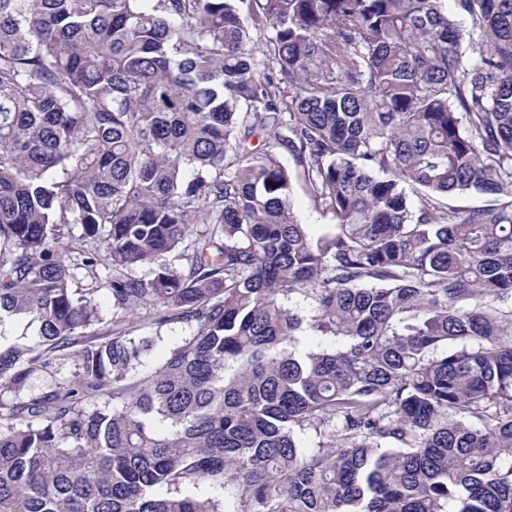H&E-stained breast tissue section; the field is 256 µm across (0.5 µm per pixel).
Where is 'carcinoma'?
<instances>
[{"label": "carcinoma", "mask_w": 512, "mask_h": 512, "mask_svg": "<svg viewBox=\"0 0 512 512\" xmlns=\"http://www.w3.org/2000/svg\"><path fill=\"white\" fill-rule=\"evenodd\" d=\"M445 2L0 0V512H512V0ZM281 160L288 168V171L294 176L292 200L295 213L303 224L308 225V229L312 234L321 235L326 230L327 226H325V224L334 223L331 216H322L315 210L313 201L307 193L302 180L295 177L297 166L294 158L287 152H282ZM184 331L180 324H170L162 329V339L156 341L151 357L146 361L145 366L151 367L158 364L183 336Z\"/></svg>", "instance_id": "obj_1"}]
</instances>
